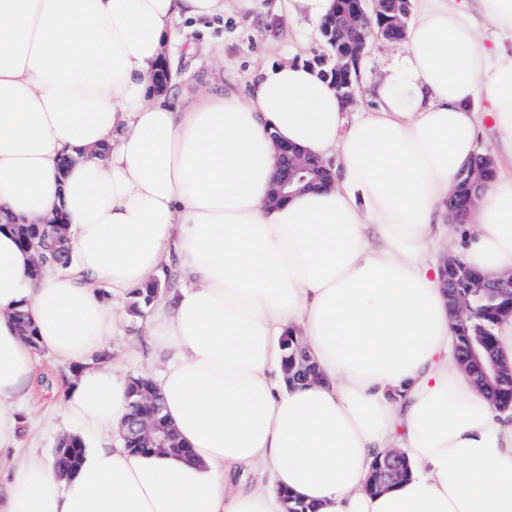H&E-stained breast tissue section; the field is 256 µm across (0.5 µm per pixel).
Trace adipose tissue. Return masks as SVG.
<instances>
[{"instance_id":"adipose-tissue-1","label":"adipose tissue","mask_w":512,"mask_h":512,"mask_svg":"<svg viewBox=\"0 0 512 512\" xmlns=\"http://www.w3.org/2000/svg\"><path fill=\"white\" fill-rule=\"evenodd\" d=\"M224 2L0 0V512H284V491L314 512H512V407L461 368L437 258L512 270V48L480 45L476 25L512 37V0H417L375 109L355 115L297 63L265 64L246 93L159 86L176 22ZM486 117L500 162L452 224ZM279 140L334 182L269 205ZM54 219L70 263L33 276L13 227ZM174 254L150 333L185 451L145 454L122 437L129 380L88 361L120 332L117 300ZM18 310L80 368L61 403L84 453L62 480L17 454L34 378ZM287 335L316 380L286 382ZM394 448L408 477L367 491Z\"/></svg>"}]
</instances>
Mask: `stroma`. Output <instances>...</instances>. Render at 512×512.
<instances>
[{"instance_id":"obj_1","label":"stroma","mask_w":512,"mask_h":512,"mask_svg":"<svg viewBox=\"0 0 512 512\" xmlns=\"http://www.w3.org/2000/svg\"><path fill=\"white\" fill-rule=\"evenodd\" d=\"M182 41L173 58L178 89L246 90L261 67L269 62L305 63L326 51V46L304 16L289 10L286 0H228L223 15L178 23ZM400 44L371 40L362 61V79L354 111L371 105L370 87L383 76ZM159 353L148 334V320L125 311L122 333L113 337L103 366L119 365L126 377L154 376L162 368ZM35 391L22 403V451L52 457L59 438L72 426L59 409L65 380L75 366L57 361L44 348L35 350Z\"/></svg>"}]
</instances>
